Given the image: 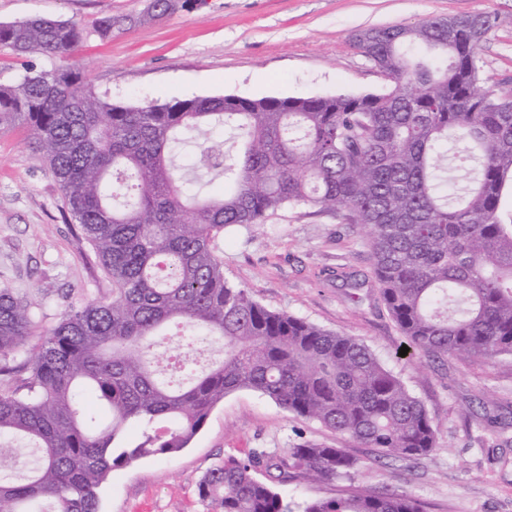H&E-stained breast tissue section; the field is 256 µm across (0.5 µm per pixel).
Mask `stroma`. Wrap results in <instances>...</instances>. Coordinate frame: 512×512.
<instances>
[{"instance_id": "35a3bbf8", "label": "stroma", "mask_w": 512, "mask_h": 512, "mask_svg": "<svg viewBox=\"0 0 512 512\" xmlns=\"http://www.w3.org/2000/svg\"><path fill=\"white\" fill-rule=\"evenodd\" d=\"M146 0H0V22L70 19L89 36L74 58L113 103L138 105L236 95H361L387 85L357 49L362 29L413 26L437 16L489 14L479 54L483 86L512 87V0H207L132 24ZM112 17L107 39L96 22ZM62 195L25 130L0 134V285L33 303L43 328L68 304L109 292L91 246L61 217ZM224 274L267 308L363 340L425 406L436 449L414 459L374 449L295 417L259 393L227 395L177 457L113 470L101 512H216L197 485L225 454L283 456L312 441L360 462L351 480L281 484L293 505L354 487L405 493L423 512H512V356L485 362L400 356L404 343L373 278L365 230L311 206L287 207L253 231L225 236Z\"/></svg>"}]
</instances>
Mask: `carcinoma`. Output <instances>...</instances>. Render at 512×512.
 <instances>
[{
  "mask_svg": "<svg viewBox=\"0 0 512 512\" xmlns=\"http://www.w3.org/2000/svg\"><path fill=\"white\" fill-rule=\"evenodd\" d=\"M189 6L155 0L141 19ZM493 21L476 13L362 30L354 42L390 78L380 94L205 97L125 106L80 68L27 67L0 82V133L24 126L112 284L39 330L31 304L0 286V461L24 439L37 455L0 470V512H99L115 468L180 454L224 397L260 393L296 417L402 459L437 447L423 404L360 339L270 310L224 277L219 242L285 207L343 212L369 231L379 294L411 354L512 355V89L479 86V50ZM85 39L76 22L0 23V51L66 59ZM228 128L239 150L226 163ZM196 144L194 176L172 151ZM450 155L453 167L438 163ZM228 186L202 196L194 183ZM224 341V356L171 381L157 355L169 325ZM39 343L28 350L32 337ZM94 392L101 426L83 403ZM142 428L136 441L127 428ZM264 468L265 478L258 476ZM359 460L304 442L280 458L228 454L197 491L217 512H293L276 485L302 475L349 479ZM302 512H422L406 495L352 490Z\"/></svg>",
  "mask_w": 512,
  "mask_h": 512,
  "instance_id": "carcinoma-1",
  "label": "carcinoma"
}]
</instances>
